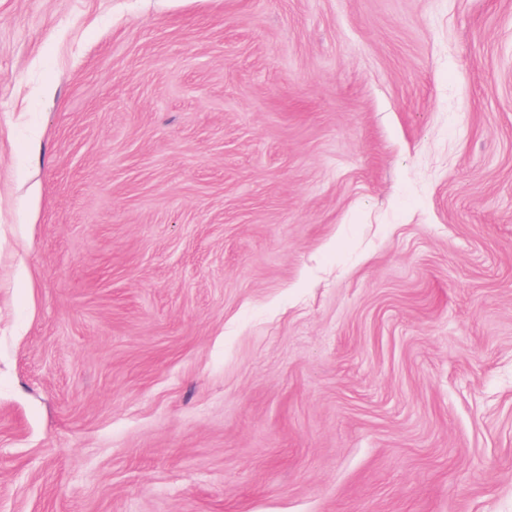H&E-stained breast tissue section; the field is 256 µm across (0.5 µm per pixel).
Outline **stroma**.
<instances>
[{"mask_svg":"<svg viewBox=\"0 0 512 512\" xmlns=\"http://www.w3.org/2000/svg\"><path fill=\"white\" fill-rule=\"evenodd\" d=\"M0 512H512V0H0Z\"/></svg>","mask_w":512,"mask_h":512,"instance_id":"obj_1","label":"stroma"}]
</instances>
